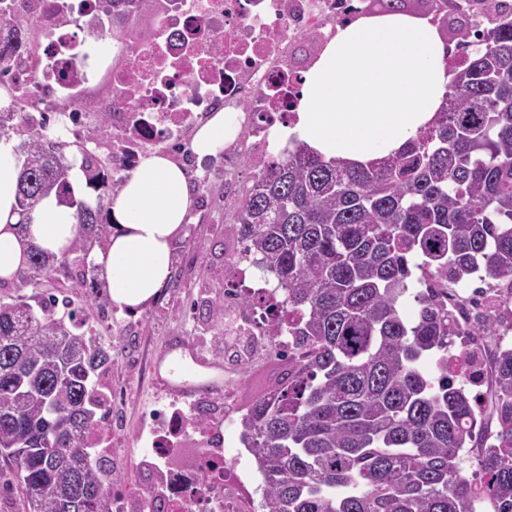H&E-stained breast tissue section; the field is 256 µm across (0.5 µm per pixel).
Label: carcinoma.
Returning a JSON list of instances; mask_svg holds the SVG:
<instances>
[{
	"label": "carcinoma",
	"mask_w": 512,
	"mask_h": 512,
	"mask_svg": "<svg viewBox=\"0 0 512 512\" xmlns=\"http://www.w3.org/2000/svg\"><path fill=\"white\" fill-rule=\"evenodd\" d=\"M475 9L494 27L474 40L459 20L448 95L404 149L361 166L286 148L245 193L235 232L284 291L271 331L295 336L288 371L241 418L261 512H474L480 496L512 512V346L493 358L499 431L476 458L478 484L464 474L474 412L448 377L457 329L440 300L475 276L512 284V4ZM36 22L27 10L11 18L0 53L35 52ZM82 130L112 136L110 113ZM27 133L22 210L53 191L80 234L59 257L31 249L15 294L0 297V456L26 512H112V459L93 452L112 345L98 338L95 302L70 296L96 281L88 257L108 235L112 162L81 151L92 207L71 190L68 143L30 122ZM415 268L426 292L408 320ZM193 310L224 321L220 301Z\"/></svg>",
	"instance_id": "cac0c4a2"
}]
</instances>
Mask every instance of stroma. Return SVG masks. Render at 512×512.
I'll list each match as a JSON object with an SVG mask.
<instances>
[{
  "label": "stroma",
  "mask_w": 512,
  "mask_h": 512,
  "mask_svg": "<svg viewBox=\"0 0 512 512\" xmlns=\"http://www.w3.org/2000/svg\"><path fill=\"white\" fill-rule=\"evenodd\" d=\"M203 188L195 193L192 220L179 245L178 262L168 286L141 313L118 311L111 298L99 297L97 329L114 344L112 385L122 396L114 401L108 415L110 444L118 448L115 470L120 481L146 489L156 484L155 470L142 468L151 441L163 428L155 419L157 410L185 414L195 400L176 386L157 378L162 358L178 353L182 357L202 356L211 365L199 369L198 379L222 377L236 413L251 406L262 387L273 383L287 362L272 352L258 354L237 375H226L224 362L215 356V346L224 334L223 325L204 323L193 315L192 303L202 294L222 295L231 285L225 274L226 258L236 248L226 227L235 222L239 201L224 193V161L203 163Z\"/></svg>",
  "instance_id": "stroma-1"
}]
</instances>
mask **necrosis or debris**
Masks as SVG:
<instances>
[{
  "label": "necrosis or debris",
  "mask_w": 512,
  "mask_h": 512,
  "mask_svg": "<svg viewBox=\"0 0 512 512\" xmlns=\"http://www.w3.org/2000/svg\"><path fill=\"white\" fill-rule=\"evenodd\" d=\"M143 12L139 0H42L37 15L40 48L7 63V81L16 89L9 112L43 106L48 112H75L90 118L85 102L103 96L112 114V178L121 180L150 146L179 149L189 128L210 113H241L232 143L224 147L225 170L250 160L262 167L278 118L290 112L299 92L300 73L289 57L299 36L317 42L327 26L354 14L352 0H155L149 35L138 33ZM85 25L93 45L76 39ZM219 52H212V45ZM236 287L224 300V361L236 366L249 346L288 348L289 337L271 341L266 305L281 302L280 289L240 252L229 257ZM263 295L262 307L242 300ZM490 358L480 337L448 349V375L482 406ZM232 406L223 421L200 425L202 467L167 466L169 439L154 444L161 461V498H144L131 487L114 486L112 504L137 502L141 512H247L241 499L225 495L228 485L251 483L248 463L225 455L224 428L235 426Z\"/></svg>",
  "instance_id": "necrosis-or-debris-1"
}]
</instances>
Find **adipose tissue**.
<instances>
[{"label": "adipose tissue", "instance_id": "1", "mask_svg": "<svg viewBox=\"0 0 512 512\" xmlns=\"http://www.w3.org/2000/svg\"><path fill=\"white\" fill-rule=\"evenodd\" d=\"M448 43L428 16L360 13L336 26L303 74L294 117L271 145L293 141L336 158L369 163L418 136L439 111L453 74ZM238 115L218 111L192 137L197 160L216 156L232 140ZM26 157L14 136H0V278L12 280L31 247L59 256L79 232L75 210L44 197L22 215L17 186ZM195 200L185 168L147 153L113 193L112 232L94 261L119 311L139 313L159 296L176 263Z\"/></svg>", "mask_w": 512, "mask_h": 512}]
</instances>
